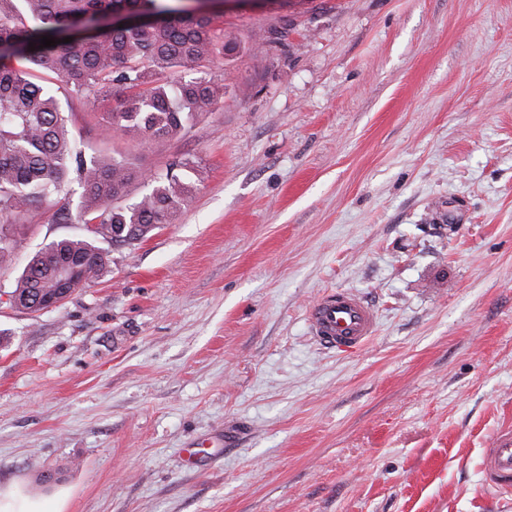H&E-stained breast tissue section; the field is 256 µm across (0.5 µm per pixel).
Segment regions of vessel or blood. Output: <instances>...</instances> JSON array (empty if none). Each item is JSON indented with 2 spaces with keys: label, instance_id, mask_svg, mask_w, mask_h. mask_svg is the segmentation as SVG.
I'll list each match as a JSON object with an SVG mask.
<instances>
[{
  "label": "vessel or blood",
  "instance_id": "obj_1",
  "mask_svg": "<svg viewBox=\"0 0 512 512\" xmlns=\"http://www.w3.org/2000/svg\"><path fill=\"white\" fill-rule=\"evenodd\" d=\"M307 321L312 338L336 352L364 348L376 332L374 308L349 289L323 294L309 307ZM482 486L501 492L512 489V430L496 434L485 453Z\"/></svg>",
  "mask_w": 512,
  "mask_h": 512
}]
</instances>
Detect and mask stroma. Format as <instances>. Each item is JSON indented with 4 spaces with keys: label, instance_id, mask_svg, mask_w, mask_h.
Returning a JSON list of instances; mask_svg holds the SVG:
<instances>
[{
    "label": "stroma",
    "instance_id": "stroma-1",
    "mask_svg": "<svg viewBox=\"0 0 512 512\" xmlns=\"http://www.w3.org/2000/svg\"><path fill=\"white\" fill-rule=\"evenodd\" d=\"M215 24L238 48L193 76L224 98L144 151L103 135L111 98L38 78L85 154L140 155L123 203L175 161L203 178L61 305L0 295V489L50 512H512L480 482L512 427V0ZM54 212L16 224L1 286L80 234ZM336 288L377 312L361 351L309 337Z\"/></svg>",
    "mask_w": 512,
    "mask_h": 512
}]
</instances>
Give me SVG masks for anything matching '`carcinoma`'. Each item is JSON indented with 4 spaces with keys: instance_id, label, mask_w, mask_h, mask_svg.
<instances>
[{
    "instance_id": "obj_1",
    "label": "carcinoma",
    "mask_w": 512,
    "mask_h": 512,
    "mask_svg": "<svg viewBox=\"0 0 512 512\" xmlns=\"http://www.w3.org/2000/svg\"><path fill=\"white\" fill-rule=\"evenodd\" d=\"M128 12L130 28L101 18ZM59 44L39 48L41 38ZM70 37L69 43L62 39ZM236 49L205 14L180 12L166 0H0V269L11 265L19 240L14 224L82 189L78 211L67 206L58 223L95 224L87 235L41 247L14 279L12 305L38 313L103 276L105 243L145 238L173 218L192 191L193 168L175 162L151 190L125 207L108 209L141 175L125 157H85L78 150L55 97L10 60L21 59L65 83L76 97H113L108 129L142 145L178 136L224 97L226 87L180 74Z\"/></svg>"
}]
</instances>
